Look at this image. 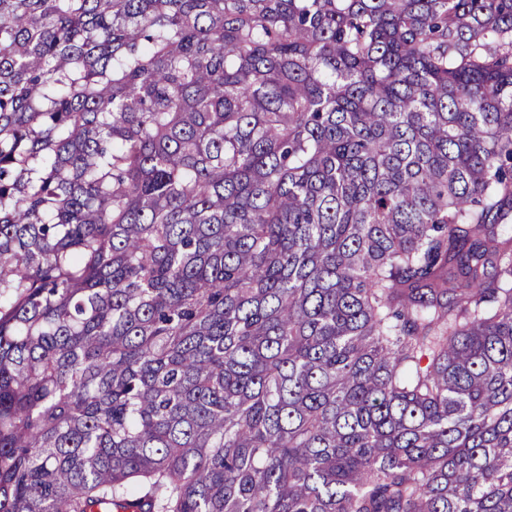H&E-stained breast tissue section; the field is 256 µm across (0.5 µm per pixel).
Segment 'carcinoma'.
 I'll return each instance as SVG.
<instances>
[{
	"instance_id": "cac0c4a2",
	"label": "carcinoma",
	"mask_w": 512,
	"mask_h": 512,
	"mask_svg": "<svg viewBox=\"0 0 512 512\" xmlns=\"http://www.w3.org/2000/svg\"><path fill=\"white\" fill-rule=\"evenodd\" d=\"M0 512H512V0H0Z\"/></svg>"
}]
</instances>
